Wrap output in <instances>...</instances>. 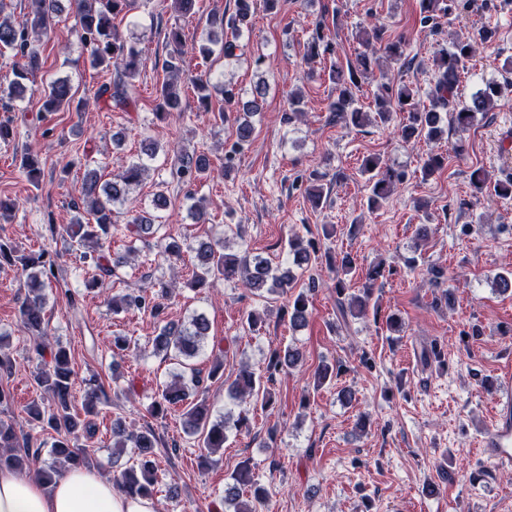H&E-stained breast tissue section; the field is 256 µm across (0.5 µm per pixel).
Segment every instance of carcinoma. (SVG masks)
Returning <instances> with one entry per match:
<instances>
[{
    "instance_id": "cac0c4a2",
    "label": "carcinoma",
    "mask_w": 512,
    "mask_h": 512,
    "mask_svg": "<svg viewBox=\"0 0 512 512\" xmlns=\"http://www.w3.org/2000/svg\"><path fill=\"white\" fill-rule=\"evenodd\" d=\"M59 0H24L23 20L17 24L9 18L0 19V48L9 49L19 57V62L6 76L7 87L0 88V108L9 112L14 102L23 98L32 90L30 83L41 64L38 38L52 32V25L58 15ZM80 17L79 28L75 35L78 42L88 54L89 65L93 69L114 70V78L99 86L96 97L108 98L112 109L129 112L136 108L138 102L136 78L144 66L143 51L127 42L118 32L114 19L126 15L136 7L137 0H73ZM252 0H234V11L230 14H211L206 18L210 30L227 29L231 37L217 42L207 38L186 49L181 30L172 27L167 32V53L163 62L167 80L162 83L155 105V116L165 120L173 112L182 110L181 84L189 81L197 93L198 109L211 111L212 84L204 75L188 76L186 59L188 53L197 54L207 60L215 54L226 59L237 57L240 49L238 38L243 30L251 24ZM442 0H420L421 23L435 20L441 11ZM333 51L332 45L324 41L323 26L317 24L311 41L307 44L306 56L316 58ZM470 45L454 43L449 48H442L434 55L437 72L436 81L429 92V106L421 107L415 102L416 92L406 84H384L375 96V112H364L356 105L354 89L371 69L373 57L361 55L355 65L343 70L333 68L329 79L336 87V99L329 105L332 120L342 122L347 127H363L373 122L386 123L392 112L398 110L409 115V122L402 127L401 134L406 139L423 137L429 141L442 139L445 134L442 111L452 108L448 113L451 127L464 131L473 126L479 114L493 109L495 99L512 95V82L505 84L489 83L470 97L459 99L460 72L465 68L469 57ZM224 111L218 112L219 119H227V113L235 110V147L242 148L253 137L255 126L252 117L262 111V103L267 94V86L261 82L252 90L253 98L242 103L240 93L234 86L226 83L222 87ZM43 109L57 112L61 109L75 108L80 112L83 101H74V93L66 79L51 82L41 91ZM159 152L157 143L150 139L144 141L142 155L129 162L121 172L112 179H103L101 168L86 171L83 179L82 197L73 202L75 209L83 208L92 216V221L78 218L65 227V235L72 249L79 253L83 262L92 271L87 287L93 291L104 285L106 278L115 275L116 269L125 263L120 257L105 262V256L98 252L102 241L106 240L112 229V217L117 206L128 200L131 187L139 184L148 170L146 161L153 159ZM446 164V157L440 153L430 152L423 159L420 167L421 178L428 180L441 171ZM20 168L26 179L34 186L42 181L44 171L38 156L26 152L22 155ZM211 162L205 153L181 149L174 153L171 174L181 181H196L208 177ZM361 171L368 176V209L378 208L398 185L404 183L407 174L386 166L375 155L364 157ZM159 216L143 211L132 220L130 232L135 240L144 244L154 237ZM196 272L190 283L193 290L212 286L214 281H241L246 287L268 294L284 293L292 284L294 277L290 269L274 268L264 258L251 256L244 251L239 254L225 252V241L216 245L200 242L193 248ZM288 256L293 265L302 268L318 263V249L311 241L293 235L288 238ZM327 268L338 272L336 276V310L340 318L364 317L367 314L371 287L355 294L347 291L344 279L339 273L346 271L351 259L345 255L337 261L329 254L325 255ZM8 265L25 275L27 295L22 302L19 314L27 328L44 335L43 293L47 284L56 278L57 266L48 252L42 250L37 254H25L9 242L0 240V267ZM316 282H311L307 291L298 293L283 310L288 317L290 327L303 328L307 325L309 315L308 293L315 290ZM167 289L149 295L143 289H132L127 293L112 297V312L115 314L140 310L149 313L157 320V333L151 343L157 353H175L182 370L173 374L170 383L161 388L151 401L148 412L157 417L166 415L179 404L186 403L182 413L183 426L187 434L199 437L204 448L202 458L209 460L211 455L224 447L226 440V418H211L210 409L202 402L189 401L190 392L203 388L204 383L218 377L224 363L217 358L212 362L208 373L189 364L203 349L209 336L208 319L197 314L192 317L189 326H179L166 320L164 298ZM50 362L41 364L33 372V381L46 396V401H32L26 412L33 428L42 431L50 429L57 434L51 445L49 462H42L41 448L34 446L33 436L19 442L13 424L0 419V465L27 471L45 484H51L68 469L89 464L84 449L78 447L82 437L93 434L94 423L91 417L98 414V405L102 402L103 384L93 376L85 381V394L82 411H77L72 396V375L70 353L59 346L50 352ZM302 358L296 347H287L273 351L266 365L270 376L298 365ZM230 395L234 399H251L267 408L273 404L271 393L265 388L262 377L244 368L233 382ZM112 434L118 438L113 454H127V459L120 464L113 461L115 467L114 481L117 487L129 497H146L153 495L158 482V468L154 448L158 444L155 430L146 426L141 430H129L121 418L112 422ZM224 501L234 504L233 512H260L268 505L269 492L255 478L249 464L244 463L233 478V484L224 491Z\"/></svg>"
}]
</instances>
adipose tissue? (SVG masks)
I'll use <instances>...</instances> for the list:
<instances>
[{"instance_id":"ef3b65f1","label":"adipose tissue","mask_w":512,"mask_h":512,"mask_svg":"<svg viewBox=\"0 0 512 512\" xmlns=\"http://www.w3.org/2000/svg\"><path fill=\"white\" fill-rule=\"evenodd\" d=\"M0 512H156L151 498H131L95 466L65 472L46 485L0 467Z\"/></svg>"}]
</instances>
